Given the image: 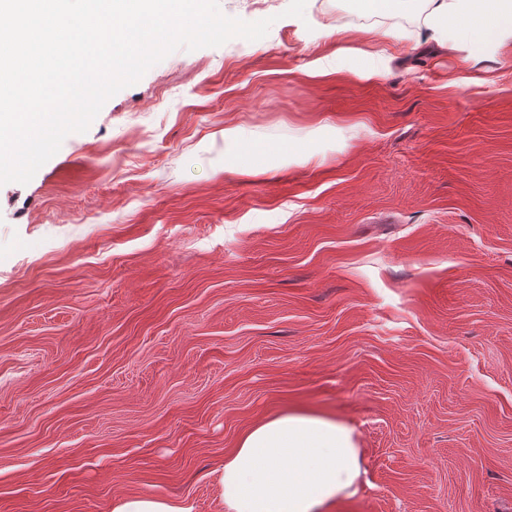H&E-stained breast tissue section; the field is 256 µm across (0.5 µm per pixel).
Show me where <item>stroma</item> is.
Segmentation results:
<instances>
[{
  "label": "stroma",
  "instance_id": "35a3bbf8",
  "mask_svg": "<svg viewBox=\"0 0 512 512\" xmlns=\"http://www.w3.org/2000/svg\"><path fill=\"white\" fill-rule=\"evenodd\" d=\"M289 2L0 185V512H219L291 409L354 432L327 512H512V46L462 60L426 0H307L313 40ZM191 505L185 502L147 495H136L121 498L112 506L113 512H192Z\"/></svg>",
  "mask_w": 512,
  "mask_h": 512
}]
</instances>
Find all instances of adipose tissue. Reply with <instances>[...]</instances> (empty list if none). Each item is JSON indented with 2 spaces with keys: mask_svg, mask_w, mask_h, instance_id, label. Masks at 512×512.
Listing matches in <instances>:
<instances>
[{
  "mask_svg": "<svg viewBox=\"0 0 512 512\" xmlns=\"http://www.w3.org/2000/svg\"><path fill=\"white\" fill-rule=\"evenodd\" d=\"M430 38L464 57L512 45V0H427ZM360 475L351 430L333 417L283 412L246 430L218 477L221 512H324Z\"/></svg>",
  "mask_w": 512,
  "mask_h": 512,
  "instance_id": "1",
  "label": "adipose tissue"
}]
</instances>
